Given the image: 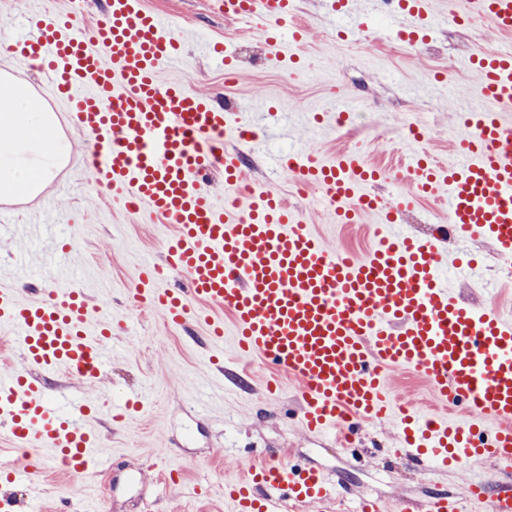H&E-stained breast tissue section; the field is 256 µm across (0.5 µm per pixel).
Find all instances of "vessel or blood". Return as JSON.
<instances>
[{
  "label": "vessel or blood",
  "instance_id": "obj_1",
  "mask_svg": "<svg viewBox=\"0 0 512 512\" xmlns=\"http://www.w3.org/2000/svg\"><path fill=\"white\" fill-rule=\"evenodd\" d=\"M214 7L232 20L260 16L258 35L280 58L307 34L288 22L297 0H215ZM461 12L512 33V0H463ZM426 16V0H404L399 39L414 42ZM190 38L141 0H106L104 18L81 28L69 11L29 18L8 47L42 73L66 121L93 139L86 169L99 194L175 227L161 262L144 264L135 302L172 325L205 323L215 345L230 341L233 359L271 366L267 391L280 389L283 377L297 380L309 433L350 443L359 424H391L399 453L416 467L457 471L491 458L511 468L512 315L462 304L444 271L451 265L468 276L475 266L440 253L433 238L405 233L397 220L406 200L371 197L379 175L360 154L302 150L274 166L317 185L338 222L380 216L376 243L361 258L332 250L278 194L249 185L243 155L260 147L256 129L232 107L159 79ZM476 62L487 111L463 114L455 163L432 166L410 155L407 181L447 205L449 233L485 237L511 257L512 54L487 50ZM217 157L224 200L206 187ZM172 271L188 288L169 286ZM216 307L230 311V323L208 316ZM107 311L75 288L26 304L0 286V334L27 362L0 373V432L75 476L105 466L92 409L63 406L38 376L97 379L111 336ZM394 368L420 372L441 413L397 404L386 376ZM282 486L297 501L319 503L331 482L313 468L260 462L230 487L234 512H278L270 492ZM465 498L512 512V486L488 480L470 483L466 496L437 497L430 512H461Z\"/></svg>",
  "mask_w": 512,
  "mask_h": 512
}]
</instances>
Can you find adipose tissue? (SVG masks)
<instances>
[{
  "label": "adipose tissue",
  "instance_id": "obj_1",
  "mask_svg": "<svg viewBox=\"0 0 512 512\" xmlns=\"http://www.w3.org/2000/svg\"><path fill=\"white\" fill-rule=\"evenodd\" d=\"M68 156L54 113L29 86L0 89V200L36 198Z\"/></svg>",
  "mask_w": 512,
  "mask_h": 512
}]
</instances>
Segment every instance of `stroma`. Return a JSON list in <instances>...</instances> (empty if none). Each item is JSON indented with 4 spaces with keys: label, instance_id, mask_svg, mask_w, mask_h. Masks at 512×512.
Instances as JSON below:
<instances>
[{
    "label": "stroma",
    "instance_id": "35a3bbf8",
    "mask_svg": "<svg viewBox=\"0 0 512 512\" xmlns=\"http://www.w3.org/2000/svg\"><path fill=\"white\" fill-rule=\"evenodd\" d=\"M197 36L223 41L238 66V83L224 86L222 65L201 56L193 44L183 49L175 75L189 88L235 107L270 134L265 151L252 155L249 175L280 192L330 248L366 252L372 243V220L356 224L333 221L326 203L295 188L290 174H275L269 154L280 148L306 146L325 156L356 151L386 170L376 186L381 198L405 188L392 165L411 148L406 128L416 125L424 138L419 147L445 163L458 150L457 115L481 112L484 102L473 88L476 67H461L462 58L484 48L512 44L487 20L471 29L436 28L429 42H395L386 30L378 0H356L349 18L331 15L326 0H299L297 20L308 33L298 50V66H279L256 40L241 43V30L252 20L225 19L212 0H144ZM69 0H0V36L12 37L21 16L69 9ZM354 117L351 138L338 131H319L314 114L330 118L341 102ZM63 132L72 147L69 163L44 195L14 203L1 220L34 224L46 200H53L52 233L26 240L0 239V281L18 288L31 301L56 289L77 288L92 300L108 299L109 315L121 321L109 341L110 358L96 383L58 375L45 384L47 394L64 392L73 399H92L108 406L113 399L141 395L146 408L126 426L113 425L107 413L96 416L99 446L110 465L108 474L88 471L73 479L66 471L38 468L31 480L8 483L0 477V499L13 500L15 512H230L224 486L243 476L269 453L324 471L338 482V493L318 504L295 501L279 491V512H350L360 497L395 505V512H427L441 493L465 494L471 481L495 478L494 461L483 459L455 473L420 471L396 454V430L390 425L364 426L353 445L344 447L328 436L308 434L299 420L302 399L297 383L286 379L279 392L264 389L262 374L240 382L232 364L209 368L210 356L199 325H170L155 312L133 310L130 293L143 260L160 259L161 244L171 225L128 212L120 202L100 197L83 163L87 139L71 127ZM447 211L434 199L415 198L400 218L407 233L432 236L447 223ZM70 244L83 259L80 270L61 264L56 243ZM449 254L464 250L482 266L480 278L457 282L463 302L490 311L512 308V260L497 253L488 239L442 241ZM389 382L401 402L427 412L437 406L420 373L389 371ZM180 467L176 480H164L159 468ZM143 472L141 486L127 484Z\"/></svg>",
    "mask_w": 512,
    "mask_h": 512
}]
</instances>
